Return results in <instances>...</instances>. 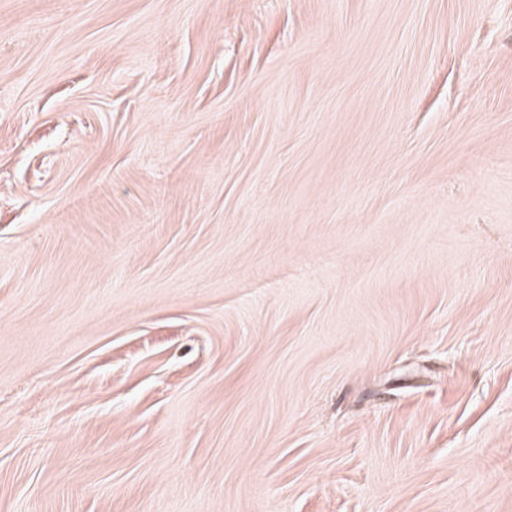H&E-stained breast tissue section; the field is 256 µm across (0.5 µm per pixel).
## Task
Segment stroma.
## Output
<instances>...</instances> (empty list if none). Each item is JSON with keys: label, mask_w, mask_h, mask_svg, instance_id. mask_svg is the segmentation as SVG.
Segmentation results:
<instances>
[{"label": "stroma", "mask_w": 512, "mask_h": 512, "mask_svg": "<svg viewBox=\"0 0 512 512\" xmlns=\"http://www.w3.org/2000/svg\"><path fill=\"white\" fill-rule=\"evenodd\" d=\"M0 512H512V0H0Z\"/></svg>", "instance_id": "obj_1"}]
</instances>
